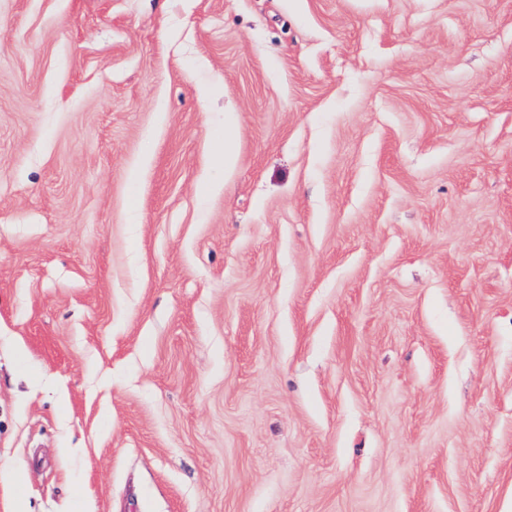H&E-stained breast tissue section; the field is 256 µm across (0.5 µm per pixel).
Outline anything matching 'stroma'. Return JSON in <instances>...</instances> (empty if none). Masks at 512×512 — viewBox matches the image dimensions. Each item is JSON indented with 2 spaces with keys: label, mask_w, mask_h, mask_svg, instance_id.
Segmentation results:
<instances>
[{
  "label": "stroma",
  "mask_w": 512,
  "mask_h": 512,
  "mask_svg": "<svg viewBox=\"0 0 512 512\" xmlns=\"http://www.w3.org/2000/svg\"><path fill=\"white\" fill-rule=\"evenodd\" d=\"M20 503L512 512V0H0Z\"/></svg>",
  "instance_id": "stroma-1"
}]
</instances>
